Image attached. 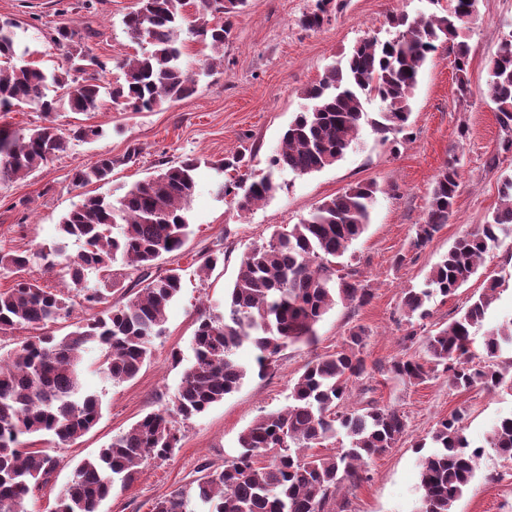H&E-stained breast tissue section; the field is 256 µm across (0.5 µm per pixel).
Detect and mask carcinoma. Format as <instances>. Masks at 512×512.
<instances>
[{
  "instance_id": "1",
  "label": "carcinoma",
  "mask_w": 512,
  "mask_h": 512,
  "mask_svg": "<svg viewBox=\"0 0 512 512\" xmlns=\"http://www.w3.org/2000/svg\"><path fill=\"white\" fill-rule=\"evenodd\" d=\"M479 2L448 0L441 12L412 20L405 14L392 16L394 38L363 39L345 63L332 65L304 91L313 105L288 125L280 150L269 161L270 172L252 181L242 174L224 184V194L233 195L238 209L248 212L279 189L273 170L306 175L335 165L368 120L364 101L372 96L381 103L374 129L383 135L405 131L420 72L443 44L453 55L460 92H468L470 49L462 33L478 14ZM245 3L140 0L122 24L127 38L143 50L120 63L123 80L110 90L101 80L107 63L86 44L92 31L55 28L51 40L68 47L67 66L47 71L24 63L26 52L17 51L14 23L0 20V112L21 103L47 116L61 104L72 112H95L105 94L114 107L134 112L180 101L215 68L212 59L194 72L185 67L184 34L213 50L224 48L231 22L212 25L207 16L233 14ZM330 3L317 0L315 9L303 15L302 27L321 28ZM190 8L196 20L185 29ZM487 72L486 94L507 130L512 127V31L501 37ZM97 135L99 130L82 127L65 133L52 123L26 134L1 126L0 181L24 177L65 152L70 141ZM117 163L105 155L90 167L77 166L72 183H106ZM200 165L197 158L177 161L136 182L116 204L104 196L84 197L63 216L62 242L51 252L0 254V266L17 274L14 284L0 292V335L19 329L36 332L0 359V512H29L32 488L49 483L58 465L45 450L32 447L31 437L51 434L67 444L98 422V396L81 383L87 345H98L100 370L114 383L134 379L150 358L153 340L163 332L165 309L181 288L179 269L159 268L190 235L185 211ZM460 184L454 159L436 175L427 216L415 225L411 249L425 246L448 223ZM377 192L372 182L351 186L321 202L300 223L245 252L224 296V317L202 311L196 318L194 361L185 368L172 401L79 462L59 492L54 512H99L115 483L127 485L138 466L166 458L180 441L179 423L204 413L240 386L248 372L238 359L242 349L253 352L262 375L288 345L315 343V326L336 301L367 303L370 293L338 259L365 232ZM497 192L498 207L458 236L430 268L425 287L402 293L409 325L431 316L426 308L431 295L454 294L499 246L500 235H512V173L500 175ZM116 224L120 231L114 236ZM68 239L82 243L74 258L65 255ZM118 262L137 272L134 296L65 336L48 331L70 314V296L48 291L24 273L36 265L48 270L58 266L70 290L90 304H106L116 287L109 272ZM90 272L99 275L101 287L85 285ZM497 288V281H488L460 316L423 336L427 358L402 357L377 371L415 383L440 367L448 385L459 391L491 393L512 385V375L499 364L503 345L512 346V318L486 335L483 363H472L470 356L471 328L483 322ZM365 336L364 328H354L340 349L311 360L291 385L288 405L241 433L238 455L218 467L201 466L198 478L159 499L153 512H348L349 502L336 498L340 488L368 481L369 461L397 447L407 429L404 413L376 400L359 408L346 404L351 384L367 374ZM462 419L456 411L439 421L431 435L432 450L421 455L420 512H453L474 477L480 455L463 435ZM341 434L348 446L334 454L313 452ZM488 445L512 460V413L493 424Z\"/></svg>"
}]
</instances>
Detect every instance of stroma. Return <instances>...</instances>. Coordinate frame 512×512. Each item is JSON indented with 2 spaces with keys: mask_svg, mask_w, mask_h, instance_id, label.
<instances>
[{
  "mask_svg": "<svg viewBox=\"0 0 512 512\" xmlns=\"http://www.w3.org/2000/svg\"><path fill=\"white\" fill-rule=\"evenodd\" d=\"M71 2L72 10L60 17L56 0H0V20L14 22L16 41L26 48L27 61L47 70L63 61L51 41L58 23L79 31L92 27L97 32L90 41L95 54L114 62L102 79L115 82L121 76L118 61L138 50L122 31V19L135 9L137 0H95L90 13L82 8V0ZM316 2L247 0L232 19L222 64L189 97L149 112L120 110L106 98L95 112L53 113L49 119L61 129L93 126L100 134L71 141L65 153L25 178L0 183V253L35 252L58 242L62 217L82 195L117 200L133 184L171 162L186 157L204 161L186 213L192 234L184 248L164 262L165 267L180 268L182 274L181 290L166 309L164 331L154 339L152 354L137 377L125 383L102 376L98 349L86 353L85 387L98 395L101 417L91 431L68 446L56 445L48 436L36 437L35 447L48 449L59 465L51 482L34 491L31 512H51L78 462L174 397L184 369L194 360L192 336L198 313L223 316L224 294L245 251L268 241L275 231L300 223L323 200L363 182L376 183L379 191L365 233L343 261L358 270L362 285L371 293L369 302L336 303L317 324L315 343L288 346L265 375L253 370L252 352L242 351L241 360L249 371L239 389L181 423V439L172 454L140 466L131 485H114L100 512H152L156 500L188 483L201 465L219 466L237 455L240 434L265 414L283 409L291 382L308 361L335 352L356 325L368 332L363 349L368 374L363 383L370 393H354L352 401L359 406L369 397L399 409L407 419V431L396 448L370 462L367 482L343 487L348 512H418L422 490L415 445L430 437L439 420L456 411L464 414L463 434L470 447H484L485 453L454 512H512V461L486 447L495 421L512 413V388L461 392L449 388L440 372L423 383L409 384L376 371L378 365L404 354L423 355L422 344L409 346L403 340L410 326L401 309V294L422 287L429 269L455 239L491 214L498 205V178L512 171V152L499 149L504 132L495 106L483 94L486 62L501 35L512 30V0H481L479 13L469 24L467 94L458 90L452 55L439 47L421 71L407 130L386 137L377 133L371 121L378 118L380 103L369 101L365 105L369 120L340 161L304 176L287 169L276 171L275 197L241 212L224 194V178L212 169V162L249 147L253 173H266L285 128L309 105L306 87L318 81L328 66L345 60L362 39L391 37V15L415 18L435 10L430 0H332L323 27L304 29L300 19ZM103 155L118 161L109 183L83 190L74 187L73 168L92 165ZM453 157L460 162L462 186L449 221L422 249L410 251L413 229L424 221L435 177ZM211 252L218 253V263L200 272L201 254ZM402 253L407 256L403 262L398 259ZM492 279L499 284L496 299L483 323L472 330L478 344L489 329L512 317V237L493 248L477 274L454 295L430 298L428 329L457 316Z\"/></svg>",
  "mask_w": 512,
  "mask_h": 512,
  "instance_id": "obj_1",
  "label": "stroma"
}]
</instances>
